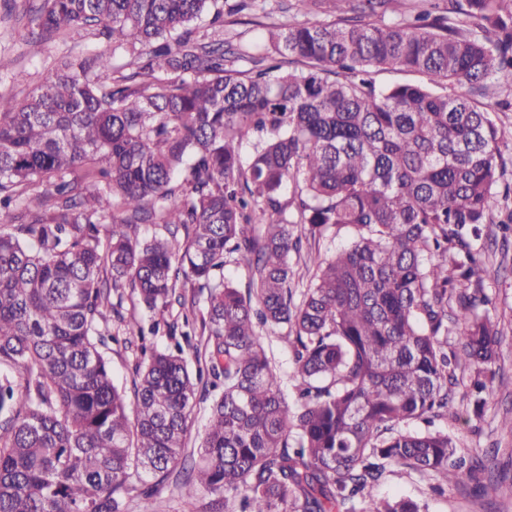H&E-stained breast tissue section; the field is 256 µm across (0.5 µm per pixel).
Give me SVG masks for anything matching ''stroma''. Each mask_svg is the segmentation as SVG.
<instances>
[{"label": "stroma", "mask_w": 512, "mask_h": 512, "mask_svg": "<svg viewBox=\"0 0 512 512\" xmlns=\"http://www.w3.org/2000/svg\"><path fill=\"white\" fill-rule=\"evenodd\" d=\"M39 0H0V96L17 101L54 68L83 59L98 46L84 30L62 31L51 39H37L33 21ZM505 208L495 207L481 240L485 260L497 268V279L486 282L492 300L490 313L499 331L496 370L504 386L490 391L482 414H475L466 387L475 369L460 366L453 394V413L437 420L435 430L450 434L460 456L483 463L476 479L449 487L445 494L431 491L430 482L402 468L392 469L375 485L376 498H410L427 503L428 512H512V479L500 472L512 460V233L502 224Z\"/></svg>", "instance_id": "1"}]
</instances>
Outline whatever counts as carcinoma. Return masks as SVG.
I'll return each mask as SVG.
<instances>
[{
    "instance_id": "1",
    "label": "carcinoma",
    "mask_w": 512,
    "mask_h": 512,
    "mask_svg": "<svg viewBox=\"0 0 512 512\" xmlns=\"http://www.w3.org/2000/svg\"><path fill=\"white\" fill-rule=\"evenodd\" d=\"M295 2L308 19L281 0L259 41L233 44L194 21L219 30L266 0H42L41 35L88 31L129 72L100 53L0 96V512H155L176 469L189 504L214 497L189 512H426L370 489L394 466L437 493L473 473L448 433L414 424L448 417L460 364L477 410L496 379V271L476 242L506 165L493 112L512 89V0L435 17L408 0ZM373 67L426 83L379 88ZM333 227L349 241L310 255L297 304L290 254ZM239 260L243 290L224 277ZM181 279L206 302L203 348L185 307L166 325L185 344L142 348L130 402L99 324L126 284L156 313ZM262 328L287 330L295 409ZM208 404L209 400L204 403H197L196 407L194 408V412L192 415L193 424L186 438L187 454H190V452H192L193 450L195 451L196 454L197 446L199 444L201 435L204 432V425L206 424Z\"/></svg>"
}]
</instances>
